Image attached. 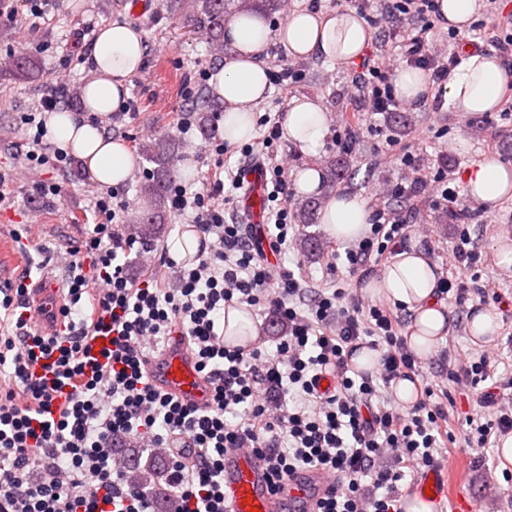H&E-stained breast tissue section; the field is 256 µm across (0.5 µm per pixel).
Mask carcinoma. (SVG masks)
<instances>
[{
  "instance_id": "carcinoma-1",
  "label": "carcinoma",
  "mask_w": 512,
  "mask_h": 512,
  "mask_svg": "<svg viewBox=\"0 0 512 512\" xmlns=\"http://www.w3.org/2000/svg\"><path fill=\"white\" fill-rule=\"evenodd\" d=\"M181 8L189 14L190 22L194 28L205 33L210 38L212 45L219 53H224V22L226 19L239 12H252L264 15L281 8V0H183ZM10 68L19 79L27 80L33 77L38 70L37 62L30 57H21L12 61ZM213 105L205 99L199 104L200 131L205 136L215 133L208 112ZM176 142L169 138L163 142H144L140 145V152L145 159L157 164V169L152 176L140 188L141 197L150 202L151 209L142 212L137 218V224L133 228L136 236L146 242L151 241L157 234L161 224V213L164 209L165 199L168 197L170 174L165 164L168 155L175 152ZM350 176V162L341 157L325 163L322 171V184L324 192L328 193L336 189V185L347 180ZM325 197H308L298 206L297 218L302 224H315L319 211L324 206ZM129 479L133 483L144 480H152L160 484L162 475L152 464H140V460H133Z\"/></svg>"
}]
</instances>
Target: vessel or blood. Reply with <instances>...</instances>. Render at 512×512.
<instances>
[{
    "mask_svg": "<svg viewBox=\"0 0 512 512\" xmlns=\"http://www.w3.org/2000/svg\"><path fill=\"white\" fill-rule=\"evenodd\" d=\"M246 189L241 209L248 223L264 221L266 181L261 164L254 163L244 172ZM57 286L44 280L33 293V299L53 326H60L61 316L56 299ZM153 383L185 403L205 407L212 398V386L198 371L196 364L180 340H173L166 350L149 365ZM329 490L328 482L312 472H300L272 492L267 470L255 455L241 448L224 453V496L231 512H312L316 501ZM444 487L436 473H428L414 490L417 497H428L439 504Z\"/></svg>",
    "mask_w": 512,
    "mask_h": 512,
    "instance_id": "vessel-or-blood-1",
    "label": "vessel or blood"
}]
</instances>
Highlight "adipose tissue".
Returning a JSON list of instances; mask_svg holds the SVG:
<instances>
[{"mask_svg": "<svg viewBox=\"0 0 512 512\" xmlns=\"http://www.w3.org/2000/svg\"><path fill=\"white\" fill-rule=\"evenodd\" d=\"M232 47L213 79L214 92L224 102V138L249 141L254 105L267 94L268 70L262 61L271 41H278L295 59L319 56L341 65L359 60L370 38L366 22L346 10L297 11L271 32L262 18L232 15L224 25ZM145 46L136 28L118 21L102 27L88 61L90 81L83 88L79 112L50 116L49 134L84 163L91 177L106 186L125 182L135 163L121 141L108 136L100 118L122 108L127 83L143 62ZM501 65L492 55L465 50L451 72L445 97L458 112H488L496 108ZM285 134L301 150H315L327 131L326 111L314 99L292 98ZM465 188L475 202L491 204L512 196V168L493 159L474 162L466 171ZM370 215L356 196L331 197L320 221L337 240L352 242L367 230ZM372 294L401 304L412 316L408 343L419 357L428 356L448 328L447 312L437 299L438 275L428 256L410 249L395 256L369 285Z\"/></svg>", "mask_w": 512, "mask_h": 512, "instance_id": "ef3b65f1", "label": "adipose tissue"}]
</instances>
